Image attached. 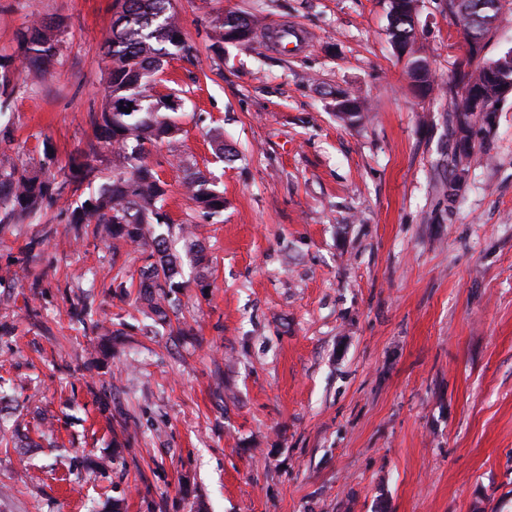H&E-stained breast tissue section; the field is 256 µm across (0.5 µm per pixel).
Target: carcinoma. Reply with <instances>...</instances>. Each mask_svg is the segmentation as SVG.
<instances>
[{
	"label": "carcinoma",
	"instance_id": "carcinoma-1",
	"mask_svg": "<svg viewBox=\"0 0 512 512\" xmlns=\"http://www.w3.org/2000/svg\"><path fill=\"white\" fill-rule=\"evenodd\" d=\"M415 0H390L388 36L394 53L405 59L414 91L427 97L435 89L433 72L426 57L415 48L417 9ZM448 14L461 24L465 57L448 78V121L454 136L448 178V201L456 199L469 176L473 131L477 124L490 125L486 112H498L506 99L504 89L512 85V48L495 58L485 54L487 41L496 30L502 0H446ZM256 21L235 13L217 18L212 39L217 47L240 43ZM61 25L53 19L39 20L20 33L24 69L37 77L57 50ZM112 62L100 111L90 113L99 141L122 155L124 168L112 173L96 193L77 203L70 222L94 226V235L112 242L136 246L140 298L149 312L166 317L170 292L178 287V256L169 244L172 222L165 212L168 183L147 162L151 149L173 139L180 128L166 114L175 101L155 98L157 76L167 58L189 50L173 9V0H123L117 19L103 41ZM0 62V112L9 107L10 79ZM131 112H125V109ZM336 111L350 121H360L368 111L366 102L352 93L336 97ZM183 170L188 199L210 217L224 212V194L213 189L200 170L177 161ZM95 177L88 163H76L71 177L59 185L38 175L20 174L14 163L0 160V223L23 221L37 215L44 205L60 200L67 187L79 186ZM199 225L181 224L179 235L188 251L203 252Z\"/></svg>",
	"mask_w": 512,
	"mask_h": 512
}]
</instances>
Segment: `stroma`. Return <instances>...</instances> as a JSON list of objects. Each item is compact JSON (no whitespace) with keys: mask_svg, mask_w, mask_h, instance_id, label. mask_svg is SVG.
<instances>
[{"mask_svg":"<svg viewBox=\"0 0 512 512\" xmlns=\"http://www.w3.org/2000/svg\"><path fill=\"white\" fill-rule=\"evenodd\" d=\"M445 2L421 0L416 23L441 84L466 51ZM174 6L190 51L156 90L181 98V132L147 161L174 223L202 225L208 279L181 256L155 320L135 247L76 234L60 203L0 224V415L20 426L0 445V512H512V97L452 203L448 98L413 92L388 0ZM118 10L0 0V156L56 184L89 161L83 197L124 166L89 121ZM228 11L259 23L218 52ZM44 18L62 32L34 80L17 36ZM284 26L303 34L289 52ZM340 91L367 100L362 121L337 114ZM178 159L222 215L187 200ZM177 168L185 173L183 186L188 199L210 217L224 212V194L213 189L210 181L200 170H192L184 160L177 161Z\"/></svg>","mask_w":512,"mask_h":512,"instance_id":"1","label":"stroma"}]
</instances>
